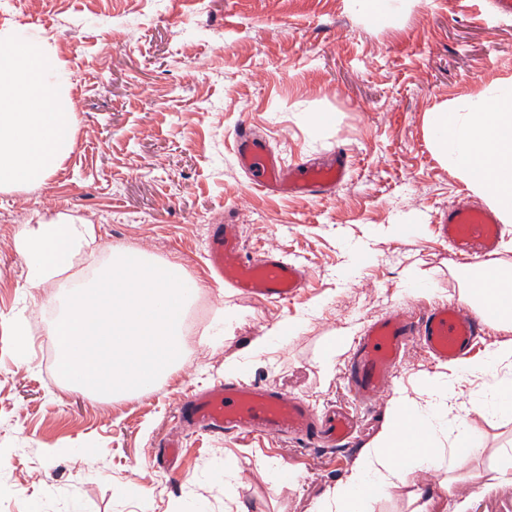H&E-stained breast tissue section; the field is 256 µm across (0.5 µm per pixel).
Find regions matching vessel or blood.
<instances>
[{
    "label": "vessel or blood",
    "mask_w": 512,
    "mask_h": 512,
    "mask_svg": "<svg viewBox=\"0 0 512 512\" xmlns=\"http://www.w3.org/2000/svg\"><path fill=\"white\" fill-rule=\"evenodd\" d=\"M237 156L240 165L251 170L254 187L267 193L327 194L343 180L347 169V157L341 150L325 167L285 165L266 141L247 127L238 133ZM438 231L458 254L480 258L494 249L501 227L495 213L461 199L441 211ZM208 257L218 279L251 300L285 302L305 284L303 267L288 262L279 252L247 254L230 224L212 225ZM485 327V315L467 313L447 302L415 315L387 313L366 327L352 350L347 365L350 388L365 403L381 395L393 368L414 340L440 360H465ZM180 419L194 431L291 436L323 448L347 447L356 425L348 408L318 415L302 400L244 380H230L186 397Z\"/></svg>",
    "instance_id": "vessel-or-blood-1"
}]
</instances>
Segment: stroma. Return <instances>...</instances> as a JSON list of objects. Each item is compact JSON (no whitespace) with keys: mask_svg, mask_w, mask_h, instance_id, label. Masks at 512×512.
Wrapping results in <instances>:
<instances>
[{"mask_svg":"<svg viewBox=\"0 0 512 512\" xmlns=\"http://www.w3.org/2000/svg\"><path fill=\"white\" fill-rule=\"evenodd\" d=\"M0 29L49 40L66 64L77 125L47 186L0 191V210L18 215L0 222V512H304L345 480L392 398L359 403L346 381L349 352L328 372L325 345L387 312L460 300L463 259L436 224L470 190L436 157L426 114L512 79V20L488 0H401L381 25L350 0H206L201 10L196 0H20L0 11ZM245 124L289 165H327L345 150L344 181L320 197L258 191L235 154ZM36 210L95 224L98 251L133 246L199 281L184 359L156 386L107 401L45 383L54 311L38 304L63 290L27 287L16 237ZM213 224L235 225L248 252L274 248L301 264L305 288L269 304L215 284ZM228 312L234 322L215 337ZM23 317L33 332L24 352L15 338ZM288 320L300 331L254 349ZM442 370L413 344L391 383L413 389ZM237 379L319 411L348 406L358 417L353 445L184 428L189 393ZM468 421L483 454L415 471L377 512H409L411 495L428 491L441 495L438 512H512V488L486 485L498 449L512 448V413ZM171 439L182 445L172 469L153 460Z\"/></svg>","mask_w":512,"mask_h":512,"instance_id":"obj_1","label":"stroma"}]
</instances>
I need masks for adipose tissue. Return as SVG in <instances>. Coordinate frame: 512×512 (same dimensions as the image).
Instances as JSON below:
<instances>
[{
  "instance_id": "1",
  "label": "adipose tissue",
  "mask_w": 512,
  "mask_h": 512,
  "mask_svg": "<svg viewBox=\"0 0 512 512\" xmlns=\"http://www.w3.org/2000/svg\"><path fill=\"white\" fill-rule=\"evenodd\" d=\"M43 47L0 42V190L43 185L75 143L74 104L63 81L50 80ZM427 127L437 157L488 200L504 223H512V80L485 86L464 102H445L430 112ZM95 243L93 225L69 216L33 212L16 245L29 288L60 281L77 257ZM463 302L489 312L504 333L483 361L450 365L416 393L397 387L389 417L350 470L346 481L310 501L305 512H376L381 494L408 483L428 463L449 466L480 454L468 434L470 412L492 406L512 410V263L465 264ZM485 387L471 403L459 400L463 383Z\"/></svg>"
}]
</instances>
